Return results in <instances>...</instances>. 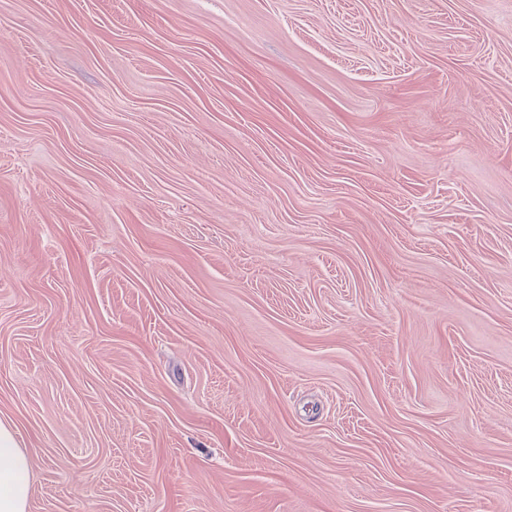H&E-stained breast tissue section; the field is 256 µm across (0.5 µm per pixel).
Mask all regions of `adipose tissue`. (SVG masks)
Returning <instances> with one entry per match:
<instances>
[{
  "label": "adipose tissue",
  "instance_id": "1",
  "mask_svg": "<svg viewBox=\"0 0 512 512\" xmlns=\"http://www.w3.org/2000/svg\"><path fill=\"white\" fill-rule=\"evenodd\" d=\"M30 493V460L18 428L0 419V512H26Z\"/></svg>",
  "mask_w": 512,
  "mask_h": 512
}]
</instances>
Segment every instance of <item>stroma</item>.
I'll use <instances>...</instances> for the list:
<instances>
[{
    "label": "stroma",
    "mask_w": 512,
    "mask_h": 512,
    "mask_svg": "<svg viewBox=\"0 0 512 512\" xmlns=\"http://www.w3.org/2000/svg\"><path fill=\"white\" fill-rule=\"evenodd\" d=\"M0 418L27 512H512V0H0Z\"/></svg>",
    "instance_id": "stroma-1"
}]
</instances>
